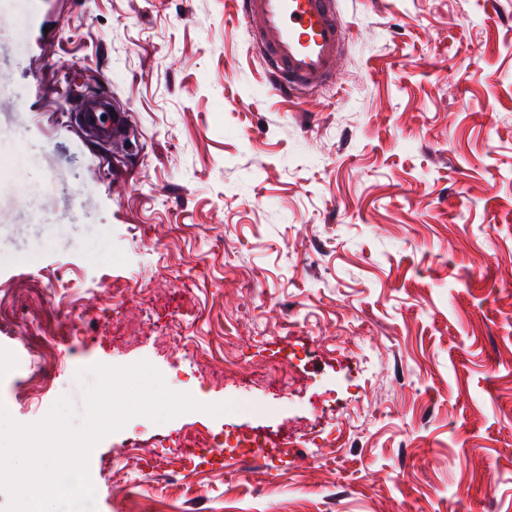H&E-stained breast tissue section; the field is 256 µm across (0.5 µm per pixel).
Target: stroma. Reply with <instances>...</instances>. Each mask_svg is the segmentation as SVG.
Here are the masks:
<instances>
[{"mask_svg":"<svg viewBox=\"0 0 512 512\" xmlns=\"http://www.w3.org/2000/svg\"><path fill=\"white\" fill-rule=\"evenodd\" d=\"M0 20V406L22 424L94 364L148 361L218 415L136 416L95 446L96 512H512V0H335L344 79L276 91L239 0H44L46 29ZM111 98L135 144L70 111ZM159 323L222 356L201 376L151 325L70 341L36 291L138 289L164 266ZM65 356L39 401L17 308ZM288 364L291 386L265 378ZM222 434L224 472L130 471L133 444ZM295 440L235 458L238 434Z\"/></svg>","mask_w":512,"mask_h":512,"instance_id":"stroma-1","label":"stroma"}]
</instances>
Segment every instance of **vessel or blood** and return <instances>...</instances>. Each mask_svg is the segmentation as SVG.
Instances as JSON below:
<instances>
[{"mask_svg":"<svg viewBox=\"0 0 512 512\" xmlns=\"http://www.w3.org/2000/svg\"><path fill=\"white\" fill-rule=\"evenodd\" d=\"M255 45L279 89L296 91L332 83L346 29L334 0H241ZM81 122L96 137H121L125 120L106 99L81 102Z\"/></svg>","mask_w":512,"mask_h":512,"instance_id":"vessel-or-blood-1","label":"vessel or blood"}]
</instances>
